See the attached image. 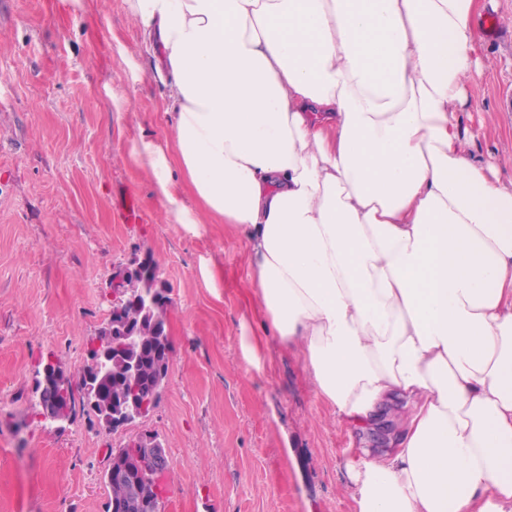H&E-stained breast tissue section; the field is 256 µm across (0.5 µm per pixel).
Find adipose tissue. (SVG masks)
I'll list each match as a JSON object with an SVG mask.
<instances>
[{
    "mask_svg": "<svg viewBox=\"0 0 512 512\" xmlns=\"http://www.w3.org/2000/svg\"><path fill=\"white\" fill-rule=\"evenodd\" d=\"M167 90L129 160L245 242L278 341L350 423L356 512H512V159L457 117L481 0H125Z\"/></svg>",
    "mask_w": 512,
    "mask_h": 512,
    "instance_id": "ef3b65f1",
    "label": "adipose tissue"
}]
</instances>
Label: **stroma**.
Returning a JSON list of instances; mask_svg holds the SVG:
<instances>
[{"label": "stroma", "mask_w": 512, "mask_h": 512, "mask_svg": "<svg viewBox=\"0 0 512 512\" xmlns=\"http://www.w3.org/2000/svg\"><path fill=\"white\" fill-rule=\"evenodd\" d=\"M97 2L0 0V512H107L112 452L141 433L165 447L163 512H356L344 451L379 446L390 417L337 425L301 354L264 334L241 237L167 222L127 155L140 134L166 137L164 88L124 0ZM484 12L504 27L459 119L486 159L512 154V0ZM145 252L170 298L157 406L115 431L88 409L46 423L33 410L39 363L81 375L113 272ZM207 259L224 269L213 285ZM245 336L262 338L267 372L248 370Z\"/></svg>", "instance_id": "35a3bbf8"}]
</instances>
